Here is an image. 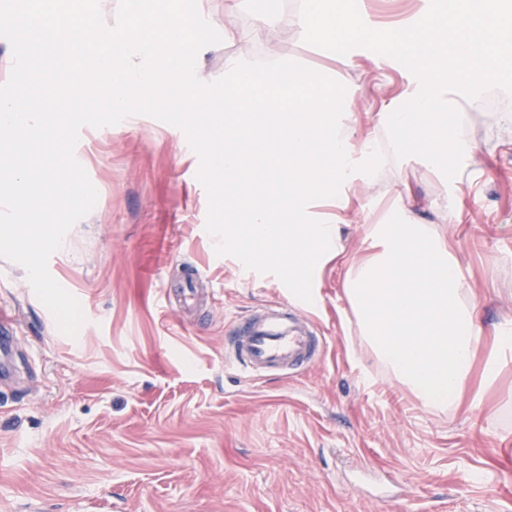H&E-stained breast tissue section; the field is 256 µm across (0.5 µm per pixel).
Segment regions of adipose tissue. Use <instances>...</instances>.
Instances as JSON below:
<instances>
[{"label": "adipose tissue", "instance_id": "ef3b65f1", "mask_svg": "<svg viewBox=\"0 0 512 512\" xmlns=\"http://www.w3.org/2000/svg\"><path fill=\"white\" fill-rule=\"evenodd\" d=\"M505 0H421V18L409 25L381 29L363 24V0H303L299 24L339 62L357 48L379 47L394 64L405 66L409 86L388 110L384 127L386 155L372 145L374 134L354 139L350 129L361 121L349 112L352 92L330 73H307L282 66L259 69L241 58L224 61V112L282 116L288 120V155L316 171L323 199L335 213L313 221L312 201L299 191L288 194V209L274 215L263 204L240 217L241 231L225 247L252 256L256 247L280 238L288 246L267 253L288 281V299L305 308L321 301V274L329 261L345 269L344 293L372 354L419 399L423 406L455 408L466 386L478 379L492 387L503 366L512 362V323L482 330L483 301L463 274L459 261L437 225L418 221L408 190H400L384 223L369 227L365 248L348 252L345 201L363 175L406 157L407 140L423 142L416 157L441 166L435 142L443 130L414 126L417 116L457 108L453 87L477 93L492 84L501 64L500 32ZM327 114L333 124L314 133L311 119ZM323 154H316L314 140ZM318 243L304 249L307 239ZM491 352L475 365L483 339Z\"/></svg>", "mask_w": 512, "mask_h": 512}]
</instances>
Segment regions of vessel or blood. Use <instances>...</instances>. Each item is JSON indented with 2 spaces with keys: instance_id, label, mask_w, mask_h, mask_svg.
<instances>
[{
  "instance_id": "obj_1",
  "label": "vessel or blood",
  "mask_w": 512,
  "mask_h": 512,
  "mask_svg": "<svg viewBox=\"0 0 512 512\" xmlns=\"http://www.w3.org/2000/svg\"><path fill=\"white\" fill-rule=\"evenodd\" d=\"M319 346L310 326L296 319L288 304L277 303L235 326L227 363L260 379L306 367L317 358Z\"/></svg>"
}]
</instances>
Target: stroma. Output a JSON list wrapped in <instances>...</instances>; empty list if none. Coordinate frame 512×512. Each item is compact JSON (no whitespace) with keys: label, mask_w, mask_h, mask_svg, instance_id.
<instances>
[{"label":"stroma","mask_w":512,"mask_h":512,"mask_svg":"<svg viewBox=\"0 0 512 512\" xmlns=\"http://www.w3.org/2000/svg\"><path fill=\"white\" fill-rule=\"evenodd\" d=\"M209 21L233 25L231 44L201 48L195 72L224 75V59L259 68L329 69L352 87L349 109L377 127L407 86L405 72L355 54L330 59L298 23L302 0H278ZM365 23L415 18L419 0H366ZM495 111L445 113L468 158L442 169L405 158L359 181V216L345 229L358 249L401 185L421 223L442 224L486 296L485 325L512 320V132ZM185 133L149 115L83 127L75 157L98 191L94 209L48 262L86 321L62 334L25 269L0 257V313L13 320L0 364V512H512V364L481 410L427 409L364 346L335 264L308 316L323 347L294 374L259 380L229 368L235 321L287 300L275 276L217 255L208 199ZM463 194V221L445 206ZM215 290L199 307L165 300L185 268Z\"/></svg>","instance_id":"35a3bbf8"}]
</instances>
